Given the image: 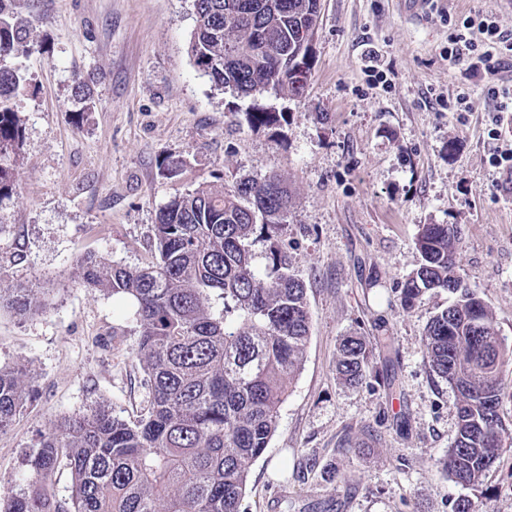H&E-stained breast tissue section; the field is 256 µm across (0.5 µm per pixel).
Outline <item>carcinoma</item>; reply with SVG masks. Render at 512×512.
<instances>
[{
  "label": "carcinoma",
  "instance_id": "obj_1",
  "mask_svg": "<svg viewBox=\"0 0 512 512\" xmlns=\"http://www.w3.org/2000/svg\"><path fill=\"white\" fill-rule=\"evenodd\" d=\"M12 2L0 0V200L13 190L23 142L16 101L30 83L19 59L34 48L32 24ZM319 2L194 0L189 53L220 89L248 98L270 84L299 98L308 82L292 80L276 55L294 56L315 34ZM246 119L271 129L282 115L257 108ZM290 203L277 174L222 190L201 184L158 209L155 263L130 269L92 254L78 261L87 287L134 302L151 401L134 422L100 407L49 430L30 460L34 480L18 495H1L0 512H240L249 467L268 447L311 335L304 284L276 238ZM258 238L266 243L261 268L249 249ZM415 246L421 260L402 284L401 303L410 309L429 290L455 295L426 324L423 347L431 370L457 393L446 470L454 483L474 486L512 447L499 413L512 349L478 292L462 283L457 228L422 224ZM372 351L363 336L342 337L337 378L363 383ZM25 395L26 372L0 369V431ZM63 458L72 478L67 509L54 506L46 483Z\"/></svg>",
  "mask_w": 512,
  "mask_h": 512
}]
</instances>
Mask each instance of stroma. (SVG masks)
<instances>
[{
  "label": "stroma",
  "mask_w": 512,
  "mask_h": 512,
  "mask_svg": "<svg viewBox=\"0 0 512 512\" xmlns=\"http://www.w3.org/2000/svg\"><path fill=\"white\" fill-rule=\"evenodd\" d=\"M305 96L218 89L188 52L193 0H19L34 49L17 102L24 138L0 200V288L39 307H0V367L29 389L0 432V493L19 492L53 425L102 406L127 421L150 400L139 327L125 297L86 288L87 254L141 268L155 260L158 208L207 182L274 171L293 205L279 233L305 284L312 332L276 430L249 468L241 512H452L468 496L512 512V447L479 485L449 478L455 396L426 362L427 322L452 300L433 290L412 309L401 284L418 265L420 225L453 224L458 272L512 347V176L494 166L493 104L451 64L448 20L481 14L512 33L505 0H321ZM381 81L363 71L369 52ZM86 81L93 108L74 96ZM468 90L471 109L449 99ZM283 113L255 129L254 108ZM178 158L169 179L159 165ZM390 337L366 383L336 378L341 336Z\"/></svg>",
  "instance_id": "35a3bbf8"
}]
</instances>
